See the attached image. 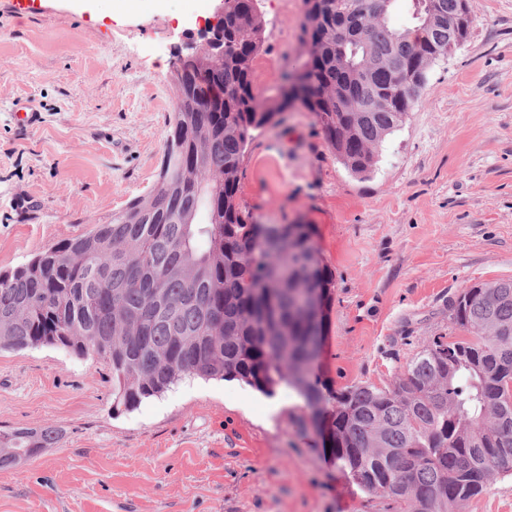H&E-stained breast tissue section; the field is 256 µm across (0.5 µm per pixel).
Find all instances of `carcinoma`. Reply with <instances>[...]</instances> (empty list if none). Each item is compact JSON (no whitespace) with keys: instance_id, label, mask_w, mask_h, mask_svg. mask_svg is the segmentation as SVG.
Masks as SVG:
<instances>
[{"instance_id":"1","label":"carcinoma","mask_w":512,"mask_h":512,"mask_svg":"<svg viewBox=\"0 0 512 512\" xmlns=\"http://www.w3.org/2000/svg\"><path fill=\"white\" fill-rule=\"evenodd\" d=\"M257 0H224L223 51L179 57L176 108L158 180L105 224L0 273V351L62 347L96 354L132 410L186 376L238 380L270 396L285 384L328 422L336 462L400 512H454L495 475L512 474V279L465 286L448 300L451 330L423 338L394 383L338 391L314 377L323 321L308 309L335 278L311 224H255L238 201L253 132L295 105L312 113L354 175L419 103L412 69L448 56L457 0H303L308 57L299 89L254 91L264 45ZM419 33L416 38L412 32ZM60 430L0 433V469L36 457Z\"/></svg>"}]
</instances>
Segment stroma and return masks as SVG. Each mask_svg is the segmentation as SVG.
Wrapping results in <instances>:
<instances>
[{"mask_svg": "<svg viewBox=\"0 0 512 512\" xmlns=\"http://www.w3.org/2000/svg\"><path fill=\"white\" fill-rule=\"evenodd\" d=\"M100 21L74 0L18 15L0 0V272L103 224L155 184L180 47L217 0H140ZM259 96L305 59L302 0H260ZM466 41L427 75L420 102L351 175L312 113L256 132L238 201L259 224L313 225L335 276L314 372L332 388L390 386L418 339L448 324L461 287L512 279V0H471ZM40 114L17 126L18 103ZM52 423L35 459L0 470V512H387L326 451L288 386L187 379L112 409L95 355L0 352V431ZM460 512H512V474Z\"/></svg>", "mask_w": 512, "mask_h": 512, "instance_id": "stroma-1", "label": "stroma"}]
</instances>
